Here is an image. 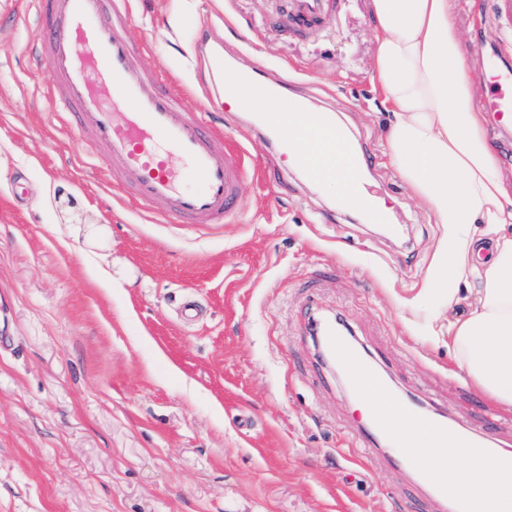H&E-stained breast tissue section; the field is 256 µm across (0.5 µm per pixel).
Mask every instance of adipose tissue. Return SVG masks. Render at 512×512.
Listing matches in <instances>:
<instances>
[{"label": "adipose tissue", "instance_id": "ef3b65f1", "mask_svg": "<svg viewBox=\"0 0 512 512\" xmlns=\"http://www.w3.org/2000/svg\"><path fill=\"white\" fill-rule=\"evenodd\" d=\"M374 81L391 114L387 153L402 181L443 226L429 291L448 307L458 285L480 287L468 315L449 321L448 346L485 395L512 407V175L489 136L452 0H371ZM427 469L466 486L479 473L496 501L512 504V472L496 457L456 446L427 449Z\"/></svg>", "mask_w": 512, "mask_h": 512}]
</instances>
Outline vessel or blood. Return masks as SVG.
<instances>
[{"label":"vessel or blood","mask_w":512,"mask_h":512,"mask_svg":"<svg viewBox=\"0 0 512 512\" xmlns=\"http://www.w3.org/2000/svg\"><path fill=\"white\" fill-rule=\"evenodd\" d=\"M42 24L34 46L36 65L51 74L48 94L71 123L90 131V160H108L119 188L156 217L176 218L182 224H221L238 212L239 190L244 179L241 160L229 153L223 136L215 133L208 113L223 111L226 98L259 99L270 111L272 131L292 162L315 183L327 180L331 171L318 153L301 156L293 142L335 145L336 120L332 113L319 112L313 125L304 131L288 125L287 87L269 83L263 68L224 85V52L211 50L204 58V70L221 88L206 93L202 111H187L179 98L133 64L136 51L128 38V14L124 0H40ZM82 45L75 53L74 45ZM489 76L482 105L506 133L512 132V60L490 55ZM326 350L347 369L351 386H359L364 375V359L348 336L335 330L322 335ZM405 425L390 423L384 409L369 404L365 432L368 442L385 436L394 452L401 454L410 469L424 466L422 455L409 446L410 433L425 427L432 433L431 447H447L458 442L483 455L484 445L448 423L430 427L418 406L405 405ZM432 483L440 502H456L460 512H484L481 487L459 494L440 476Z\"/></svg>","instance_id":"b4317fda"}]
</instances>
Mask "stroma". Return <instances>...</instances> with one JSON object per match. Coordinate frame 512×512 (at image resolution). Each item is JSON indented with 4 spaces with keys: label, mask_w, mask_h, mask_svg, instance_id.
Listing matches in <instances>:
<instances>
[{
    "label": "stroma",
    "mask_w": 512,
    "mask_h": 512,
    "mask_svg": "<svg viewBox=\"0 0 512 512\" xmlns=\"http://www.w3.org/2000/svg\"><path fill=\"white\" fill-rule=\"evenodd\" d=\"M134 64L201 110L195 19L225 65L268 64L334 112L372 159L401 235L356 222L240 107L211 124L249 169L235 221L162 220L91 163L36 72L39 0H0V512H447L363 421L311 320L342 318L395 388L512 454V410L483 396L413 304L443 227L383 155L371 0L309 26L287 0H129ZM477 89L480 46L512 55V0H455ZM101 224L117 286L90 275L76 225Z\"/></svg>",
    "instance_id": "stroma-1"
}]
</instances>
